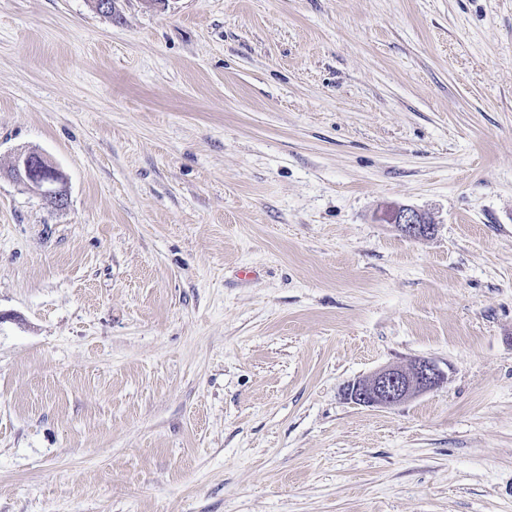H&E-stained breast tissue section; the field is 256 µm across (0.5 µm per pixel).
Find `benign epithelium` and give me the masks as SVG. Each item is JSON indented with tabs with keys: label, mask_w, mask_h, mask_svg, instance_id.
Here are the masks:
<instances>
[{
	"label": "benign epithelium",
	"mask_w": 512,
	"mask_h": 512,
	"mask_svg": "<svg viewBox=\"0 0 512 512\" xmlns=\"http://www.w3.org/2000/svg\"><path fill=\"white\" fill-rule=\"evenodd\" d=\"M12 174L18 182L38 189L50 203L66 204L63 172L47 156L35 152L17 156ZM380 220L397 225L409 238L424 237L433 230L421 213L401 206L386 209ZM443 382V373L432 361L419 359L408 368L386 366L350 382L344 386V395L356 405L388 408L414 400Z\"/></svg>",
	"instance_id": "1"
}]
</instances>
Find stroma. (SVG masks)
Returning a JSON list of instances; mask_svg holds the SVG:
<instances>
[{"instance_id": "stroma-1", "label": "stroma", "mask_w": 512, "mask_h": 512, "mask_svg": "<svg viewBox=\"0 0 512 512\" xmlns=\"http://www.w3.org/2000/svg\"><path fill=\"white\" fill-rule=\"evenodd\" d=\"M115 7L0 0V512H512V0ZM12 174L18 182L34 186L55 206L62 207L66 204L63 172L47 156L35 152L20 154L16 158ZM387 224H396L401 232L409 238L427 236L433 230V224L416 210L406 207H389L379 218ZM444 375L428 359L408 368L382 367L344 386L345 397L356 405L388 408L407 403L439 387Z\"/></svg>"}]
</instances>
